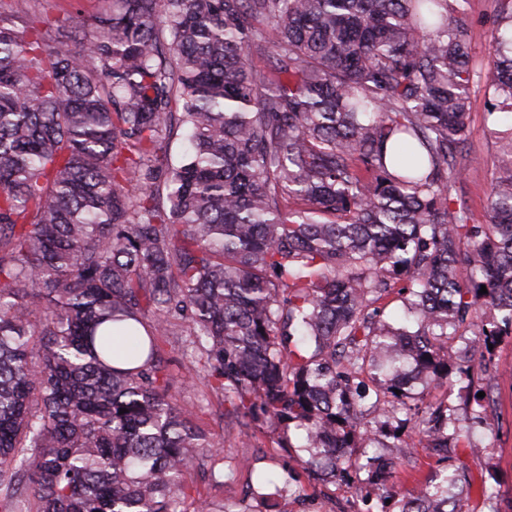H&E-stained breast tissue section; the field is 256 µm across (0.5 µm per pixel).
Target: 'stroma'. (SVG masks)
Returning a JSON list of instances; mask_svg holds the SVG:
<instances>
[{"mask_svg": "<svg viewBox=\"0 0 512 512\" xmlns=\"http://www.w3.org/2000/svg\"><path fill=\"white\" fill-rule=\"evenodd\" d=\"M497 0H469L468 10L473 18L470 34L471 49L479 73H488L494 67V57L488 52L492 21L497 13ZM488 99L482 83H474L470 90L468 147L474 164L465 172L456 186L455 194L464 201L475 218H482L491 183L498 172L496 128L488 116ZM189 339L177 333L168 336L163 349L175 377L173 389L178 401L199 402L207 396L203 376L186 348ZM498 368L491 380L490 397L494 410L484 427L476 429L471 448L464 455L471 468L473 484H480L488 475H496L501 482L502 512H512V339L503 340L496 348ZM278 435L265 423L255 425V437L250 445L238 442L235 434L225 435L227 450L223 461L206 457L190 468L184 480L197 488L196 496L183 504L184 512H197L201 501L217 499L236 504L240 512H256L251 487L258 476L270 477L264 488L270 494V512H350L357 499L356 488L339 483L328 487L299 476L289 481L288 465L291 448L277 445ZM224 474L223 484H215L212 472Z\"/></svg>", "mask_w": 512, "mask_h": 512, "instance_id": "obj_1", "label": "stroma"}]
</instances>
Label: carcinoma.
I'll return each instance as SVG.
<instances>
[{
	"label": "carcinoma",
	"instance_id": "1",
	"mask_svg": "<svg viewBox=\"0 0 512 512\" xmlns=\"http://www.w3.org/2000/svg\"><path fill=\"white\" fill-rule=\"evenodd\" d=\"M467 3L0 0V512H183L224 436L172 393L179 330L241 443L303 431L297 465L357 482L355 512H469L462 449L512 336V127L477 220L451 198ZM489 50L488 115H512V0ZM412 419L444 467L406 497Z\"/></svg>",
	"mask_w": 512,
	"mask_h": 512
}]
</instances>
